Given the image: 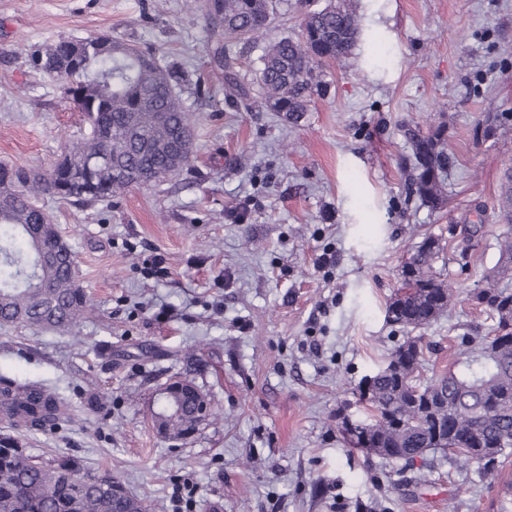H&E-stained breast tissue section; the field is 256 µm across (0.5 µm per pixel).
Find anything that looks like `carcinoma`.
I'll return each instance as SVG.
<instances>
[{
    "label": "carcinoma",
    "mask_w": 512,
    "mask_h": 512,
    "mask_svg": "<svg viewBox=\"0 0 512 512\" xmlns=\"http://www.w3.org/2000/svg\"><path fill=\"white\" fill-rule=\"evenodd\" d=\"M206 22L213 67L224 88L241 102L251 92L228 59L231 43L248 41L269 28L270 0H188ZM360 20L351 0H332L305 11L298 31L269 43L260 57L261 104L296 123L318 91L317 69L352 53ZM30 67L57 82L90 121L92 133L70 145L47 170L0 163V326L22 325L73 330L91 308L77 280L75 252L62 253L53 216L39 199L92 203L110 199L133 185L170 178L183 170L194 151L189 113L172 64L157 53L108 36L62 39L30 54ZM410 146V194L434 209L448 193L443 174L452 163L443 130L402 127ZM500 217L512 224V167L504 172ZM441 252L429 236L401 271V287L387 307L389 321L403 328L429 325L448 309L452 290L435 267ZM48 258L39 287L24 277L36 258ZM473 297L496 319L494 334L476 352H465L456 368L427 383L422 338L399 346L377 371L369 402L375 421L364 425L355 448L409 466L440 452L456 467L495 470L512 453V292L483 288ZM183 408L173 416L159 405L152 417L180 437L195 432L201 419L194 395L170 392ZM0 419L11 428L50 431L71 419L64 401L38 382L0 376ZM71 473L81 478L68 479ZM108 470H88L75 459L52 463L26 454L16 437L0 434V512H151L149 501L112 488Z\"/></svg>",
    "instance_id": "cac0c4a2"
}]
</instances>
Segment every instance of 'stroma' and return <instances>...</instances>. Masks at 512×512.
Returning <instances> with one entry per match:
<instances>
[{
	"label": "stroma",
	"mask_w": 512,
	"mask_h": 512,
	"mask_svg": "<svg viewBox=\"0 0 512 512\" xmlns=\"http://www.w3.org/2000/svg\"><path fill=\"white\" fill-rule=\"evenodd\" d=\"M307 6L274 0L272 27L231 48L253 96L260 56ZM355 6L357 47L320 70L293 125L226 96L205 21L184 0H0V162L44 170L89 134L28 62L73 37L109 36L184 67L196 143L174 178L91 204L43 198L94 311L74 332L0 328V373L43 383L73 414L56 431H21L28 454L109 470L153 512H512V457L489 476L439 459L399 473L344 437L346 422L371 419L362 381L415 334L386 307L424 237L443 248L436 267L455 301L417 333L421 380L453 368L463 336L495 325L471 295L491 287L507 230L495 212L512 166V0ZM407 122L445 128L443 208L408 194ZM467 225L478 228L469 239ZM154 255L166 276L145 272ZM179 375L215 415L173 442L151 410Z\"/></svg>",
	"instance_id": "stroma-1"
}]
</instances>
